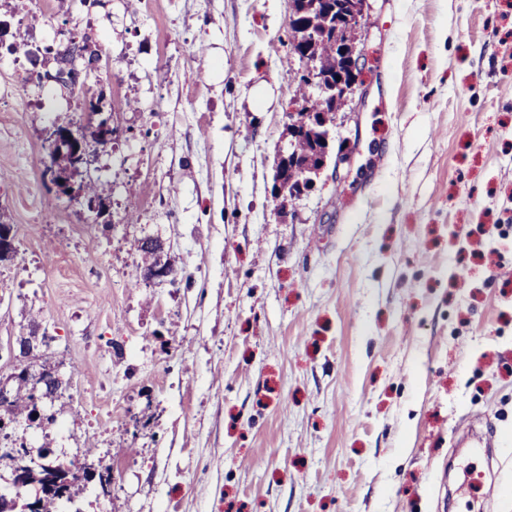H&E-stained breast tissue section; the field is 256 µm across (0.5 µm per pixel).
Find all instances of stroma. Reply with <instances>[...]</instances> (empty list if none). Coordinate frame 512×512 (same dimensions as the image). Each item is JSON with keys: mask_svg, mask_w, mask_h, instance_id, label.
Here are the masks:
<instances>
[{"mask_svg": "<svg viewBox=\"0 0 512 512\" xmlns=\"http://www.w3.org/2000/svg\"><path fill=\"white\" fill-rule=\"evenodd\" d=\"M292 9L0 0V343L70 381L13 438L111 466L81 512H512V0H368L351 165L277 212ZM85 37L113 135L61 187L46 130L95 127L43 75ZM49 336H19L15 342H9V352L12 357L23 363L34 357L35 352L41 347H47Z\"/></svg>", "mask_w": 512, "mask_h": 512, "instance_id": "obj_1", "label": "stroma"}]
</instances>
